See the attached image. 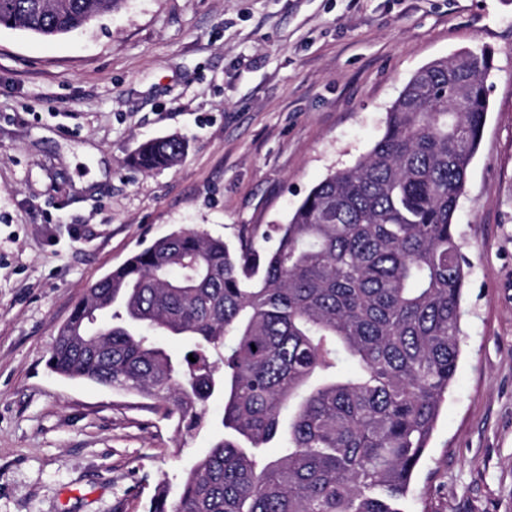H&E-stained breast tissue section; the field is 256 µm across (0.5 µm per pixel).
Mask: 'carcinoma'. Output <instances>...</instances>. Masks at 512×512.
<instances>
[{"label": "carcinoma", "instance_id": "cac0c4a2", "mask_svg": "<svg viewBox=\"0 0 512 512\" xmlns=\"http://www.w3.org/2000/svg\"><path fill=\"white\" fill-rule=\"evenodd\" d=\"M122 2L0 0V27L72 35ZM489 71L483 51L427 64L370 151L315 185L288 223L245 229L235 248L174 232L75 305L51 372L148 399L188 433L224 399L222 437L174 498L156 488L149 512H405L458 369L470 264L455 214ZM185 148L151 140L131 162L172 166ZM162 334L188 353L172 356ZM272 442L285 449L274 460Z\"/></svg>", "mask_w": 512, "mask_h": 512}]
</instances>
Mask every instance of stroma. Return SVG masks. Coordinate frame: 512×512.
<instances>
[{
    "label": "stroma",
    "mask_w": 512,
    "mask_h": 512,
    "mask_svg": "<svg viewBox=\"0 0 512 512\" xmlns=\"http://www.w3.org/2000/svg\"><path fill=\"white\" fill-rule=\"evenodd\" d=\"M488 49L456 224L461 357L409 512H512V0H125L74 37L0 28V512H147L215 441L52 373L89 285L184 229L237 246L353 166L421 67ZM178 164L141 171L144 141ZM185 148V142L175 136L151 140L139 146L131 162L142 171L172 166L182 159Z\"/></svg>",
    "instance_id": "1"
}]
</instances>
